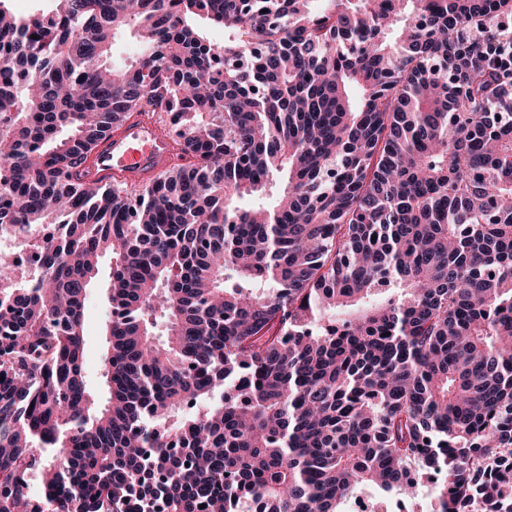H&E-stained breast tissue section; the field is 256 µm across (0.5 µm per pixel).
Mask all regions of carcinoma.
Wrapping results in <instances>:
<instances>
[{
    "label": "carcinoma",
    "instance_id": "1",
    "mask_svg": "<svg viewBox=\"0 0 512 512\" xmlns=\"http://www.w3.org/2000/svg\"><path fill=\"white\" fill-rule=\"evenodd\" d=\"M506 17L0 0V237L38 265L0 279V512H341L367 488L417 496L421 468L442 475L434 512H512ZM126 30L139 56L117 68ZM134 116L173 135L171 166L87 183ZM107 254L99 404L86 302ZM60 0H7L5 6L18 17L55 9Z\"/></svg>",
    "mask_w": 512,
    "mask_h": 512
}]
</instances>
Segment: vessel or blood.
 <instances>
[{
  "instance_id": "b4317fda",
  "label": "vessel or blood",
  "mask_w": 512,
  "mask_h": 512,
  "mask_svg": "<svg viewBox=\"0 0 512 512\" xmlns=\"http://www.w3.org/2000/svg\"><path fill=\"white\" fill-rule=\"evenodd\" d=\"M172 160L171 136L161 132L154 121L136 117L99 146L88 164L86 180L142 184L165 170Z\"/></svg>"
}]
</instances>
